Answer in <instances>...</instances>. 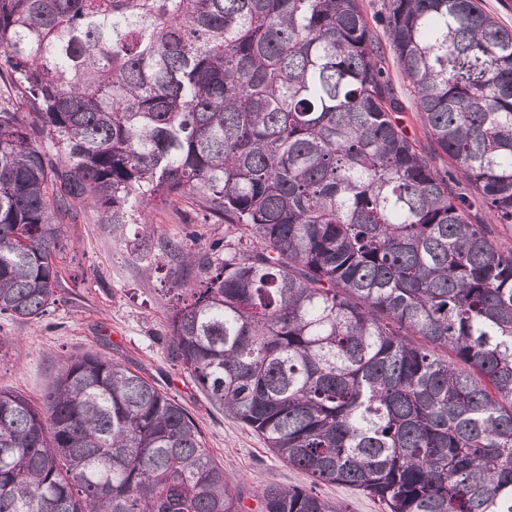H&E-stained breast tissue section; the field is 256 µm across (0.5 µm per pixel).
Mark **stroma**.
I'll return each mask as SVG.
<instances>
[{
  "mask_svg": "<svg viewBox=\"0 0 512 512\" xmlns=\"http://www.w3.org/2000/svg\"><path fill=\"white\" fill-rule=\"evenodd\" d=\"M388 75L403 103L399 125L423 154L435 156L437 169H450L448 158L435 155L399 66L390 64ZM51 216L64 231L57 302L32 322L0 316V336L19 342L18 348L0 351V386L41 404L59 365L72 355L96 351L140 375L192 415L205 448L237 484L250 512H257L258 496L269 485L314 492L345 512H386L372 496L315 481L288 465L234 415L212 406L194 379L168 357L167 316L178 293L165 243L180 242L199 255L217 240L249 246L241 230L221 218L205 217L197 196H178L150 214L151 251L140 260L132 251L137 225H128L125 240L119 241L111 225L86 203L52 210Z\"/></svg>",
  "mask_w": 512,
  "mask_h": 512,
  "instance_id": "obj_1",
  "label": "stroma"
}]
</instances>
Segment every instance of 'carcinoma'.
<instances>
[{"label": "carcinoma", "mask_w": 512, "mask_h": 512, "mask_svg": "<svg viewBox=\"0 0 512 512\" xmlns=\"http://www.w3.org/2000/svg\"><path fill=\"white\" fill-rule=\"evenodd\" d=\"M435 169L360 0H0V315L56 303L49 187L112 233L194 194L249 233L167 243L169 355L289 465L388 512H512V30L386 0ZM261 512H344L268 486ZM0 512H244L191 415L96 352L42 407L0 387ZM388 55V75L395 88L398 98L403 103V111L394 113L400 126H402L406 134L416 143L417 148L426 155L434 156L436 151L435 145L430 137L426 134V130L422 125L416 105L410 94L408 81L402 74L399 66L394 62L390 53ZM470 202L473 205V211L483 218L485 224H489L488 230L499 246L505 250L512 248V230L507 229L506 224H499L483 199L475 195L470 198Z\"/></svg>", "instance_id": "obj_1"}]
</instances>
